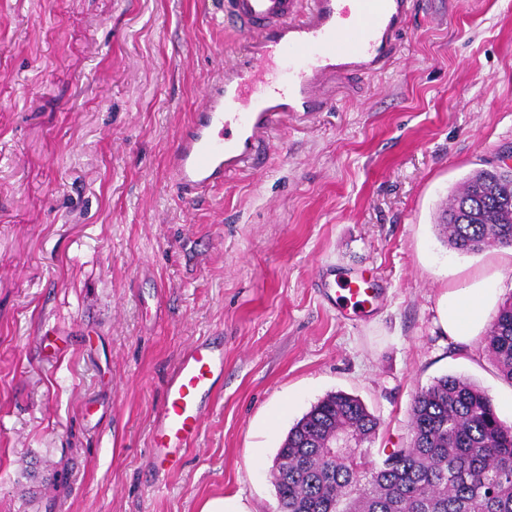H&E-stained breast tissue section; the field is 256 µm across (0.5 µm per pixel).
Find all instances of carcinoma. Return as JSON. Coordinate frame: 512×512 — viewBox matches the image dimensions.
I'll return each mask as SVG.
<instances>
[{
	"mask_svg": "<svg viewBox=\"0 0 512 512\" xmlns=\"http://www.w3.org/2000/svg\"><path fill=\"white\" fill-rule=\"evenodd\" d=\"M440 230L459 254L512 246V179L473 173L451 197ZM486 342L512 384V299L499 307ZM379 424L342 391L314 404L275 458L277 512H512V426L476 383L445 375L417 392L409 445L380 465L329 447L348 436L369 442Z\"/></svg>",
	"mask_w": 512,
	"mask_h": 512,
	"instance_id": "1",
	"label": "carcinoma"
}]
</instances>
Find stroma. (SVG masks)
<instances>
[{"instance_id":"35a3bbf8","label":"stroma","mask_w":512,"mask_h":512,"mask_svg":"<svg viewBox=\"0 0 512 512\" xmlns=\"http://www.w3.org/2000/svg\"><path fill=\"white\" fill-rule=\"evenodd\" d=\"M220 0H0V512H276L289 429L331 392L410 442L415 394L467 378L512 425L483 338L455 343L440 296L512 266L450 250V197L512 147V0H418L397 59L327 85L264 168L183 201L167 157L247 40ZM375 281L338 314L333 273ZM224 339L198 442L158 477L152 427L190 343ZM37 460L40 479L24 476ZM199 512H253L246 501L238 495H225L206 501Z\"/></svg>"}]
</instances>
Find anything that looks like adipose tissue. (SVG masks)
<instances>
[{"mask_svg":"<svg viewBox=\"0 0 512 512\" xmlns=\"http://www.w3.org/2000/svg\"><path fill=\"white\" fill-rule=\"evenodd\" d=\"M492 283V278L483 277L468 288L440 297L438 317L445 334L466 345L481 334L497 300Z\"/></svg>","mask_w":512,"mask_h":512,"instance_id":"obj_1","label":"adipose tissue"}]
</instances>
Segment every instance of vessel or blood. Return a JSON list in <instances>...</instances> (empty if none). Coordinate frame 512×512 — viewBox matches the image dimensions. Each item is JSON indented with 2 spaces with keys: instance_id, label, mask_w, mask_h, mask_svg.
I'll return each instance as SVG.
<instances>
[{
  "instance_id": "vessel-or-blood-1",
  "label": "vessel or blood",
  "mask_w": 512,
  "mask_h": 512,
  "mask_svg": "<svg viewBox=\"0 0 512 512\" xmlns=\"http://www.w3.org/2000/svg\"><path fill=\"white\" fill-rule=\"evenodd\" d=\"M413 7L414 0H222L225 27L249 43L208 83L170 152L169 169L184 197L201 198L254 168L285 116L326 109L322 90L329 81L386 70ZM375 295L366 279L343 277L337 310L363 308ZM223 370L220 343L200 340L180 353L152 433L158 472L196 443Z\"/></svg>"
}]
</instances>
